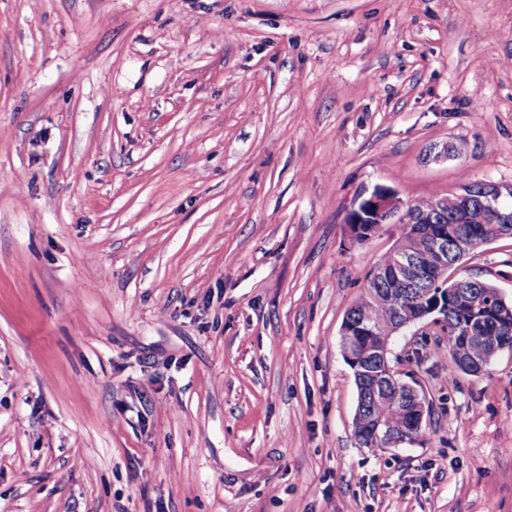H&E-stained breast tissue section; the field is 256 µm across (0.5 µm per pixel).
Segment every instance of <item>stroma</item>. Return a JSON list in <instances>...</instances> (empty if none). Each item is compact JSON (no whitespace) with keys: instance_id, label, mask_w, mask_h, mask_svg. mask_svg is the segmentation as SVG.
<instances>
[{"instance_id":"obj_1","label":"stroma","mask_w":512,"mask_h":512,"mask_svg":"<svg viewBox=\"0 0 512 512\" xmlns=\"http://www.w3.org/2000/svg\"><path fill=\"white\" fill-rule=\"evenodd\" d=\"M478 181L512 0H0V512H512L511 351L396 333L425 423L366 448L340 348L358 198ZM461 273L512 303V240Z\"/></svg>"}]
</instances>
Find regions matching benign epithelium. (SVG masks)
I'll list each match as a JSON object with an SVG mask.
<instances>
[{
    "label": "benign epithelium",
    "instance_id": "7a95c632",
    "mask_svg": "<svg viewBox=\"0 0 512 512\" xmlns=\"http://www.w3.org/2000/svg\"><path fill=\"white\" fill-rule=\"evenodd\" d=\"M512 198V185L495 182H476L452 191V196H436L428 211L419 212L412 202L388 187L377 186L368 195L361 196L348 212L345 224L349 229V243L360 238L370 239L385 224L400 225L395 245L388 251L390 262L373 268L371 276L384 279L389 286L387 306L394 305L393 291L405 288L419 277H429L432 285L455 296L457 305L477 309V303L464 291L470 278L448 274L445 241L452 224H481L483 213L493 210L503 224L512 223V212L500 209L503 199ZM427 239L432 252L425 267H420L414 242ZM405 397L412 407L417 426H422L425 405L417 389L405 385Z\"/></svg>",
    "mask_w": 512,
    "mask_h": 512
}]
</instances>
